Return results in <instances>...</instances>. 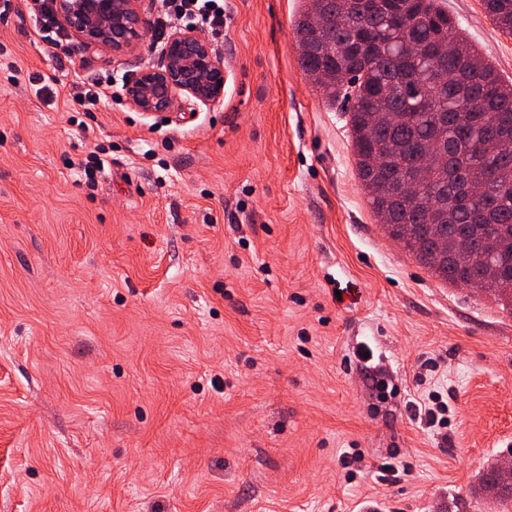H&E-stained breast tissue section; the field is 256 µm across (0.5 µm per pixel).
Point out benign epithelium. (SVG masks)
Segmentation results:
<instances>
[{"instance_id":"benign-epithelium-1","label":"benign epithelium","mask_w":512,"mask_h":512,"mask_svg":"<svg viewBox=\"0 0 512 512\" xmlns=\"http://www.w3.org/2000/svg\"><path fill=\"white\" fill-rule=\"evenodd\" d=\"M146 0H55L61 24L87 46L119 56L143 39ZM224 94V59L201 35L179 29L167 39L160 64L129 80L127 99L139 112L175 107L183 96L207 104Z\"/></svg>"}]
</instances>
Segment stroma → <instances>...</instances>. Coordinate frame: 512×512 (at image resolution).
I'll return each instance as SVG.
<instances>
[{"mask_svg": "<svg viewBox=\"0 0 512 512\" xmlns=\"http://www.w3.org/2000/svg\"><path fill=\"white\" fill-rule=\"evenodd\" d=\"M441 2L511 83L484 0ZM29 4L0 15V512H498L512 312L388 236L302 0H224L223 98L151 116L77 97L159 64V0L137 47L72 37L65 68ZM431 391L447 429L410 417ZM112 89V76H106L105 80H98L90 85L79 95L80 105L95 106L108 98V91ZM499 468L501 471L510 476L512 472L511 463H503L499 467L490 466L486 473L483 474L480 485L482 492L489 498H491L496 505H501L503 510L500 512H511L512 511V485L498 486L499 483ZM509 502L511 510L505 509L506 504Z\"/></svg>", "mask_w": 512, "mask_h": 512, "instance_id": "stroma-1", "label": "stroma"}]
</instances>
